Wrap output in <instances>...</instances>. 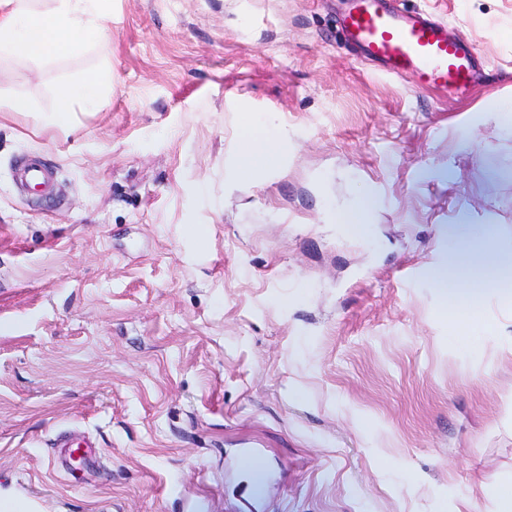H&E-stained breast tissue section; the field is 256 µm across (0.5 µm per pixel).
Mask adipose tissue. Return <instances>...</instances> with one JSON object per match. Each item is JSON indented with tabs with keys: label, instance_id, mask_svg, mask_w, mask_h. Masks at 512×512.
Masks as SVG:
<instances>
[{
	"label": "adipose tissue",
	"instance_id": "adipose-tissue-1",
	"mask_svg": "<svg viewBox=\"0 0 512 512\" xmlns=\"http://www.w3.org/2000/svg\"><path fill=\"white\" fill-rule=\"evenodd\" d=\"M104 2L48 0L43 7L39 0H0V53L38 59L84 55L112 34ZM108 78V71L98 68L60 85L47 122L67 129L74 123L77 108L106 107ZM461 249L471 267L469 285L451 290L448 298L451 306L467 314L457 325L458 333L464 334L481 320L486 298L495 297L512 306V258L499 259L490 250L474 249L466 242Z\"/></svg>",
	"mask_w": 512,
	"mask_h": 512
}]
</instances>
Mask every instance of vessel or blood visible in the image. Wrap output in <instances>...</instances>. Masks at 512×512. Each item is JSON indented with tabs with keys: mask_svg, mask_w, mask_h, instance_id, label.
I'll return each instance as SVG.
<instances>
[{
	"mask_svg": "<svg viewBox=\"0 0 512 512\" xmlns=\"http://www.w3.org/2000/svg\"><path fill=\"white\" fill-rule=\"evenodd\" d=\"M343 32L362 57L390 74L412 73L420 87L466 89L474 82L475 47L449 40L444 23L423 13L405 17L381 0H353ZM50 180V171L35 159L16 170L17 183L28 191L46 187Z\"/></svg>",
	"mask_w": 512,
	"mask_h": 512,
	"instance_id": "vessel-or-blood-1",
	"label": "vessel or blood"
}]
</instances>
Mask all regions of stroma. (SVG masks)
I'll return each instance as SVG.
<instances>
[{
  "mask_svg": "<svg viewBox=\"0 0 512 512\" xmlns=\"http://www.w3.org/2000/svg\"><path fill=\"white\" fill-rule=\"evenodd\" d=\"M482 59L423 90L345 47L347 0H107L112 37L0 57V500L20 512H479L512 482V308L438 276L512 254V0H408ZM112 65L70 129L64 81ZM287 135L251 176L243 143ZM40 157L57 198L20 193ZM366 209L354 224L352 211ZM97 454L59 463L56 441Z\"/></svg>",
  "mask_w": 512,
  "mask_h": 512,
  "instance_id": "35a3bbf8",
  "label": "stroma"
}]
</instances>
